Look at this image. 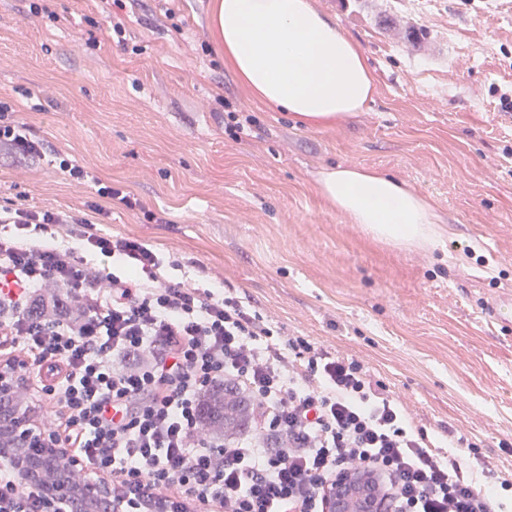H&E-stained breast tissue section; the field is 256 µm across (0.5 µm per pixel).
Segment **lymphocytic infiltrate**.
<instances>
[{
	"label": "lymphocytic infiltrate",
	"instance_id": "f902f5d3",
	"mask_svg": "<svg viewBox=\"0 0 512 512\" xmlns=\"http://www.w3.org/2000/svg\"><path fill=\"white\" fill-rule=\"evenodd\" d=\"M8 110L0 153L44 159ZM0 224L13 227L0 234V366L24 415L44 412L29 430L52 440L58 468L111 481L112 512H330L357 473L390 512H503L495 483L436 446L362 362L283 337L233 292L166 276L178 259L79 213L1 206ZM218 383L252 400V434L206 430Z\"/></svg>",
	"mask_w": 512,
	"mask_h": 512
}]
</instances>
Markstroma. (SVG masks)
<instances>
[{"label": "stroma", "instance_id": "1", "mask_svg": "<svg viewBox=\"0 0 512 512\" xmlns=\"http://www.w3.org/2000/svg\"><path fill=\"white\" fill-rule=\"evenodd\" d=\"M215 3L176 0L170 21L160 0H136L118 38L98 0H0V100L144 209L101 200V221L84 208L94 184L6 158L0 206L82 209L101 233L179 257L185 278L207 267L283 335L362 361L430 436L473 443L474 477L510 480L512 499V322L491 313L512 299V0H313L376 83L365 110L317 128L225 65ZM219 93L256 117L251 137L225 133ZM338 165L431 198L441 241L400 248L350 223L318 191Z\"/></svg>", "mask_w": 512, "mask_h": 512}]
</instances>
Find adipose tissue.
Instances as JSON below:
<instances>
[{
	"instance_id": "adipose-tissue-1",
	"label": "adipose tissue",
	"mask_w": 512,
	"mask_h": 512,
	"mask_svg": "<svg viewBox=\"0 0 512 512\" xmlns=\"http://www.w3.org/2000/svg\"><path fill=\"white\" fill-rule=\"evenodd\" d=\"M224 62L252 95L308 127L363 111L375 95L364 48L311 0H219ZM320 194L374 239L435 246L442 232L435 206L393 176L356 166L321 171Z\"/></svg>"
}]
</instances>
